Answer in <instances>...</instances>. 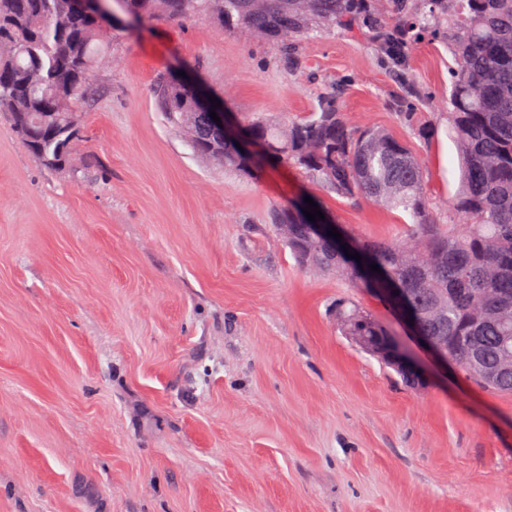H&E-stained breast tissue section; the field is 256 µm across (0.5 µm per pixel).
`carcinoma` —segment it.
<instances>
[{
  "instance_id": "carcinoma-1",
  "label": "carcinoma",
  "mask_w": 512,
  "mask_h": 512,
  "mask_svg": "<svg viewBox=\"0 0 512 512\" xmlns=\"http://www.w3.org/2000/svg\"><path fill=\"white\" fill-rule=\"evenodd\" d=\"M143 20H208L226 32L247 30L301 62L311 33L339 27L357 32L378 52L404 91L396 106L421 141L436 121L415 108L426 100L409 64L422 37L448 44L453 58L448 130L461 168L448 202V222L433 215L425 195L426 169L413 146L375 126L352 127L341 103L343 79L324 86L314 112L296 121L262 113L247 121L248 135L265 154L299 169L328 192L351 202L371 201L409 219L404 236L356 239L357 261L328 236L331 223L312 222L303 210L278 204L274 230L288 225L286 246L310 271H334L359 288L389 293L425 336L444 340L446 353L477 385L512 394V0H122ZM104 16L75 0H0V112L7 113L27 150L46 168L71 166L83 137L84 104L99 91L97 60L109 54L101 37ZM200 88L169 75L152 94L159 110L182 131L193 152L224 168L253 174L238 140L221 136L209 110L195 105ZM462 223H455L454 216ZM376 264L380 272L369 265ZM343 336H389L376 317L349 299L336 301Z\"/></svg>"
}]
</instances>
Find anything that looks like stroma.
I'll return each mask as SVG.
<instances>
[{
  "label": "stroma",
  "mask_w": 512,
  "mask_h": 512,
  "mask_svg": "<svg viewBox=\"0 0 512 512\" xmlns=\"http://www.w3.org/2000/svg\"><path fill=\"white\" fill-rule=\"evenodd\" d=\"M304 56L289 68L210 21L127 20L70 169L42 167L0 115V512H512V395L439 362L382 293L300 268L268 222L309 197L346 235L383 240L404 235L400 213L276 162L225 170L150 93L183 72L232 123L297 120L346 78L352 124L413 140L371 45L328 30ZM451 61L426 40L410 59L436 114L413 142L443 220ZM347 296L401 336L425 388L341 336Z\"/></svg>",
  "instance_id": "obj_1"
}]
</instances>
